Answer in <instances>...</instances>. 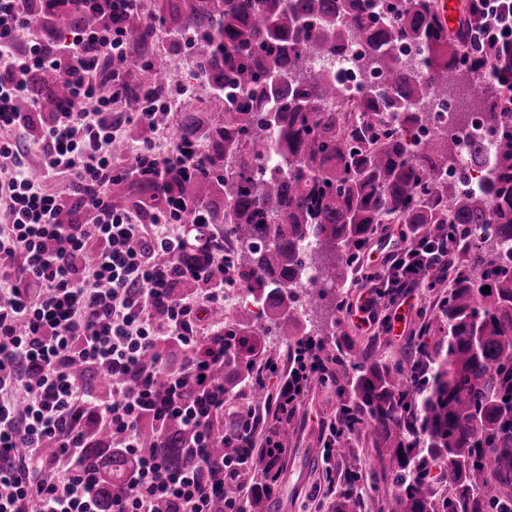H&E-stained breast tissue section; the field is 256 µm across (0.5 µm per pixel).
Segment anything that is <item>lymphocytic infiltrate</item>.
Segmentation results:
<instances>
[{
	"label": "lymphocytic infiltrate",
	"instance_id": "obj_1",
	"mask_svg": "<svg viewBox=\"0 0 512 512\" xmlns=\"http://www.w3.org/2000/svg\"><path fill=\"white\" fill-rule=\"evenodd\" d=\"M42 3L0 0V512H100L98 473L84 456L81 416L89 408L122 435L134 461L112 492V512H155L161 501L170 512H215L225 486L244 488L252 472L275 494L285 451L279 435L295 415L296 387L268 361L256 380L279 376L267 399L272 414L254 406L225 417L224 386L212 376L224 362V327L205 330L198 321L200 311L224 306L223 243L209 235L190 243L188 226L167 212L116 209L110 200L112 182L136 176L144 163L162 178L200 158L199 149L165 137L166 102L133 99L119 78L130 63L124 32L138 0H65L70 10L97 12L101 24L20 47ZM469 3L477 20L471 43L496 47L485 65L511 84L512 0ZM47 67L69 85V99L33 95L30 80ZM103 84L105 97L97 94ZM134 130L143 139L115 154ZM82 210L94 214V232L77 221ZM191 274L196 292L178 295ZM78 364L107 383L106 397L75 384ZM146 417L161 431L177 422L193 432L192 467L171 469L143 448ZM219 431L249 440L254 455L212 460Z\"/></svg>",
	"mask_w": 512,
	"mask_h": 512
}]
</instances>
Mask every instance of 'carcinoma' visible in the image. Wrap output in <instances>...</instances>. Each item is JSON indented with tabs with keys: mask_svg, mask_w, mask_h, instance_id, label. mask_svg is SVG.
I'll return each instance as SVG.
<instances>
[{
	"mask_svg": "<svg viewBox=\"0 0 512 512\" xmlns=\"http://www.w3.org/2000/svg\"><path fill=\"white\" fill-rule=\"evenodd\" d=\"M434 0H409L387 14L375 0H154L153 17L184 46L190 76L210 88L207 100L179 113L178 140L200 147V173L171 178L186 203L184 224L209 215L224 239V262L235 284L264 319L224 325V367L213 371L224 393L265 389L252 377L265 356L263 336L288 340L289 372L307 342L320 343V362L342 403L336 453L351 434L371 439L376 468L392 485L387 512H512V112L481 60H460L464 32L451 36L433 21ZM56 31L94 28L93 13L58 5ZM155 29L128 24L125 39L140 52L134 91L162 89L170 71L155 51ZM365 44L363 64L383 74L356 98H346L334 68L314 62L345 57ZM416 48L404 65L398 47ZM35 92L68 94L58 72L32 80ZM475 105L424 143L410 140L430 121L421 107L434 90ZM496 134L492 148L471 143L481 177L463 190L441 179L457 161L459 134L472 116ZM136 204L151 214L169 204L159 184L112 182V206ZM381 224L445 228L456 238L454 276L437 294L403 362L377 356L374 341L335 337L336 311L352 267ZM490 234L473 239L476 227ZM490 288V293L482 291ZM321 311L330 331L307 329ZM86 456L97 463L99 508L112 510V482L132 466L110 448L121 438L87 420ZM143 446L173 468L193 462L190 433L171 424L141 427ZM210 452L226 462L244 457L237 441L216 436ZM359 476L351 472L333 512H357Z\"/></svg>",
	"mask_w": 512,
	"mask_h": 512,
	"instance_id": "carcinoma-1",
	"label": "carcinoma"
}]
</instances>
